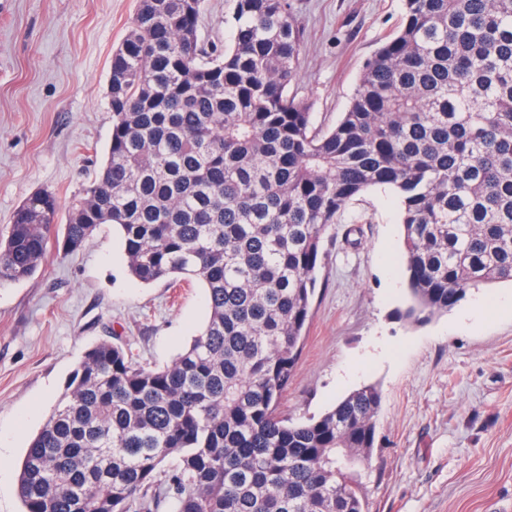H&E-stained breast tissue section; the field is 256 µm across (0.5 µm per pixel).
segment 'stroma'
<instances>
[{
    "instance_id": "stroma-1",
    "label": "stroma",
    "mask_w": 512,
    "mask_h": 512,
    "mask_svg": "<svg viewBox=\"0 0 512 512\" xmlns=\"http://www.w3.org/2000/svg\"><path fill=\"white\" fill-rule=\"evenodd\" d=\"M305 30L290 87L332 128L365 62L397 27L404 0H289ZM137 0H0V237L37 192L68 208L103 162L113 50ZM396 193L350 204L324 243L304 347L281 412L320 416L378 384L377 441L363 473L368 512H512V310L472 318L469 289L425 325L403 305V228ZM208 316L199 281L146 286L127 268L115 226L73 255L50 251L36 272L0 282V512H22L20 464L85 350L118 336L141 363L169 365Z\"/></svg>"
}]
</instances>
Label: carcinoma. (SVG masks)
I'll return each mask as SVG.
<instances>
[{"label": "carcinoma", "instance_id": "carcinoma-1", "mask_svg": "<svg viewBox=\"0 0 512 512\" xmlns=\"http://www.w3.org/2000/svg\"><path fill=\"white\" fill-rule=\"evenodd\" d=\"M139 0L112 52L107 156L61 250L123 233L144 284L196 278L209 315L171 364L103 339L85 351L21 462L23 512H368L381 406L364 386L317 418L280 411L312 317L323 242L357 197L396 192L423 324L470 288L512 282V0H405L326 131L288 93L304 28L288 0ZM51 192L14 211L0 281L30 277L58 224ZM227 0H206V11L201 26V36L206 39L229 42L232 30L224 26V13L229 5Z\"/></svg>", "mask_w": 512, "mask_h": 512}]
</instances>
